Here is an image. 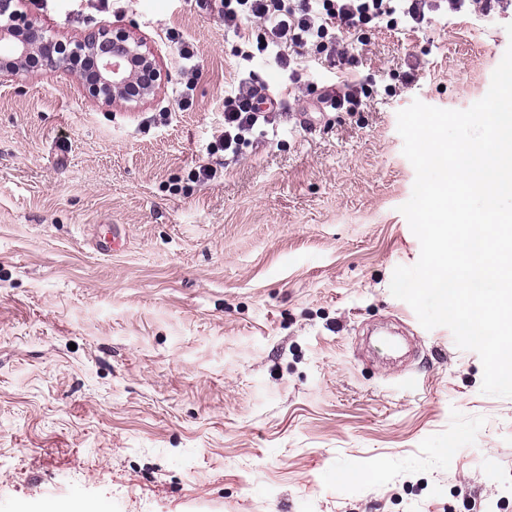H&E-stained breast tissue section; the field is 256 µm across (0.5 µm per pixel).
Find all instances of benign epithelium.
I'll return each instance as SVG.
<instances>
[{
	"label": "benign epithelium",
	"instance_id": "obj_1",
	"mask_svg": "<svg viewBox=\"0 0 512 512\" xmlns=\"http://www.w3.org/2000/svg\"><path fill=\"white\" fill-rule=\"evenodd\" d=\"M22 5L23 0H0V41L9 44L0 53V79L31 71L28 61L35 58L45 75L70 72L88 99L126 108L148 102L171 80L154 48L130 28L106 24L64 43L46 35Z\"/></svg>",
	"mask_w": 512,
	"mask_h": 512
}]
</instances>
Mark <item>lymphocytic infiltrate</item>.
<instances>
[{"label": "lymphocytic infiltrate", "mask_w": 512, "mask_h": 512, "mask_svg": "<svg viewBox=\"0 0 512 512\" xmlns=\"http://www.w3.org/2000/svg\"><path fill=\"white\" fill-rule=\"evenodd\" d=\"M429 0H220L219 13L236 30L241 45L238 56L250 58L253 51H272L273 60L289 70L296 82L292 61L302 59V50L314 46L317 53L337 59L339 68L333 85L336 109L356 112L363 105L362 88L347 71L348 47L361 41L370 23L417 28L426 19ZM257 91L251 79H239L224 95V128L210 145L211 152L236 151L257 125L254 110Z\"/></svg>", "instance_id": "obj_1"}]
</instances>
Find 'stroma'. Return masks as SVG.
Listing matches in <instances>:
<instances>
[{"instance_id": "1", "label": "stroma", "mask_w": 512, "mask_h": 512, "mask_svg": "<svg viewBox=\"0 0 512 512\" xmlns=\"http://www.w3.org/2000/svg\"><path fill=\"white\" fill-rule=\"evenodd\" d=\"M24 8L63 40L125 25L172 80L135 109L65 71L0 81V512H512V398L390 292L420 256L397 113L483 98L512 5L369 31L363 111H319V68L212 156L225 88L288 81L214 7ZM172 30L200 68L186 109Z\"/></svg>"}]
</instances>
